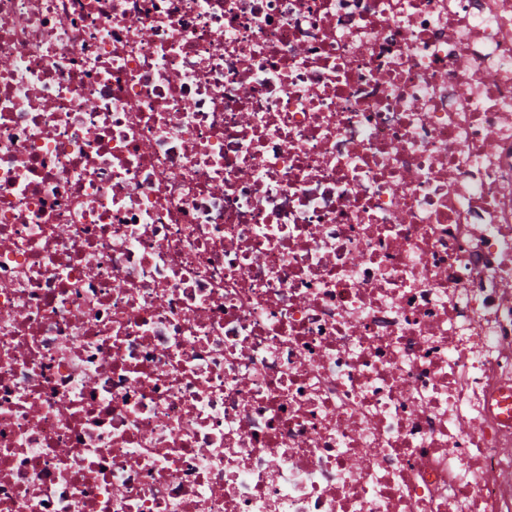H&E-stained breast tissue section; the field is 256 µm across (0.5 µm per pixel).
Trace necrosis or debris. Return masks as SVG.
I'll list each match as a JSON object with an SVG mask.
<instances>
[{
  "mask_svg": "<svg viewBox=\"0 0 512 512\" xmlns=\"http://www.w3.org/2000/svg\"><path fill=\"white\" fill-rule=\"evenodd\" d=\"M0 512H512V0H0Z\"/></svg>",
  "mask_w": 512,
  "mask_h": 512,
  "instance_id": "obj_1",
  "label": "necrosis or debris"
}]
</instances>
